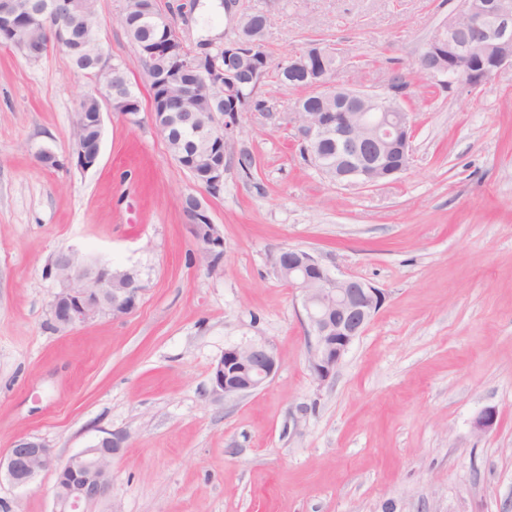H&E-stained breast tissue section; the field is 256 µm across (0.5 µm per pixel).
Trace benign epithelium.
I'll return each mask as SVG.
<instances>
[{
	"instance_id": "1",
	"label": "benign epithelium",
	"mask_w": 512,
	"mask_h": 512,
	"mask_svg": "<svg viewBox=\"0 0 512 512\" xmlns=\"http://www.w3.org/2000/svg\"><path fill=\"white\" fill-rule=\"evenodd\" d=\"M60 0L33 8L31 0H0V39L15 45L29 61H39L53 44L69 52L76 46L69 17L60 12ZM139 19H150L163 29L164 38L151 54L165 59V67L154 83L150 119L162 135L171 127L177 112L182 122L210 141L209 150L191 160V175L209 194L224 188V145L215 140L211 124L193 114L195 103L209 96H224L235 85L236 73L207 64L212 45L195 51L185 48L169 16L156 7L157 0H141ZM244 18H239L235 36L224 42L252 68L263 56L261 41L243 35ZM316 58L322 66L320 80L309 86L303 97L320 110L313 116L288 113V127L302 144L315 167L336 172V183L347 187H372L403 173L410 163L412 129L410 112L401 102L410 95V83L400 73L392 74L378 90L361 91L336 86L335 58L324 49L288 58L306 65ZM417 69L437 80L448 77L475 89L505 65L512 66V0H460L456 10L432 30L416 58ZM97 72L106 80L97 96L114 112L134 121L140 112L138 98L127 90L116 92L108 81L114 68L104 55L95 61ZM93 123L98 135L91 145L74 141L77 164L94 167L100 158L103 113L96 110ZM336 137V165H324L317 146L324 137ZM210 221L203 201L195 199L187 221L200 246L207 268H218L224 257V237L216 225L209 236L199 227ZM278 275L296 292L305 327L308 363L319 385L328 383L354 341L361 336L384 301V294L355 277H338L312 253L283 249ZM59 289L50 310L60 330H70L106 316L121 318L133 312L145 286L134 269L114 270L97 260L79 259L72 252H59L52 262ZM282 364V357L267 342L232 344L213 367V390L226 398L253 393L268 383ZM126 441L122 432H109L73 456L63 465L56 463L52 450L38 437L17 438L0 456V472L17 486L30 484L43 471L74 480L81 485L62 507L70 512H91V507L110 498V463Z\"/></svg>"
}]
</instances>
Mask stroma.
<instances>
[{"label": "stroma", "instance_id": "obj_1", "mask_svg": "<svg viewBox=\"0 0 512 512\" xmlns=\"http://www.w3.org/2000/svg\"><path fill=\"white\" fill-rule=\"evenodd\" d=\"M458 0H158L187 48L234 18L270 19V65L310 42L340 48L335 81L411 83V160L397 178L345 188L301 156L286 121L300 89L267 76L277 120L224 124V189L207 194L150 121L151 90L118 16L96 0L110 63L140 101L137 122L103 112L98 164L73 153L94 82L61 49L39 61L0 43V454L40 437L57 462L104 430L125 433L112 498L94 512H512V68L476 89L419 74L417 53ZM51 150L57 166L39 159ZM251 156L250 169L238 163ZM202 198L224 237L209 271L181 211ZM382 290L385 301L326 385L308 365L284 248ZM146 283L137 308L55 329L59 250ZM270 342L283 363L260 390L215 393L225 347ZM488 432L473 429L484 409ZM54 476L0 475V512H54Z\"/></svg>", "mask_w": 512, "mask_h": 512}]
</instances>
